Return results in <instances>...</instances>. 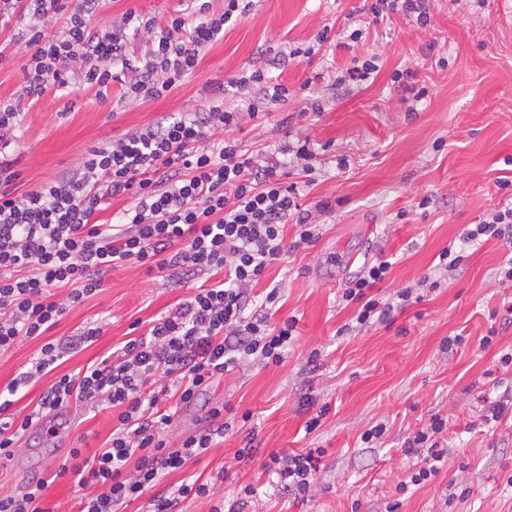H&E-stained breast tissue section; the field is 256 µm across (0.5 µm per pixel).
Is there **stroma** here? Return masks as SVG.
<instances>
[{"label": "stroma", "mask_w": 512, "mask_h": 512, "mask_svg": "<svg viewBox=\"0 0 512 512\" xmlns=\"http://www.w3.org/2000/svg\"><path fill=\"white\" fill-rule=\"evenodd\" d=\"M372 0H253L247 13L225 25L204 48L197 69L165 97L144 102L124 97L120 82L101 93L78 84L49 91L23 108L9 152L20 193L82 168L89 150L143 130L169 113L205 112L219 87L277 51L314 48L311 58H288L271 75L288 89L286 101L263 100L254 87L225 94L228 106L255 105L235 137L257 154L289 138H309L317 153L312 175H297L302 208L312 210L320 234L305 250L269 266L254 284L256 302L270 288L280 295L272 323L296 319V338L279 365L251 361L217 380L195 404L181 407L171 436L208 427L207 411L222 407L231 424L223 443L189 463L186 473L212 481L214 494L187 498L184 512H211L232 503L240 487L257 493L243 512H383L396 487L419 464L401 451L403 441L432 415L448 421V456L432 480L415 487L399 512H512V420L483 424L485 401L512 388V284L499 280L512 259V243L489 239L467 245L468 225L512 207V0H430L432 23L418 27L400 12L375 20ZM165 19L192 13L190 0H105L94 30L120 23L124 13ZM19 20L0 31V100H14L23 84L28 52ZM328 39L317 43L318 33ZM375 55L380 70L363 83L335 85L354 58ZM407 69L428 90L410 102L392 80ZM323 102L308 111L305 82ZM427 207H420L421 199ZM462 245L464 259L452 278H441L439 253ZM393 268L384 293L413 286L417 302L389 311L374 325L347 335L354 306L341 299L348 277L378 258ZM207 275L152 272L135 264L113 268L96 294L68 308L57 325L0 351V392L26 370L40 347L98 324L103 332L39 381L18 392L12 409L28 414L58 378L100 360L151 321L175 310ZM491 336L490 347L481 340ZM463 337L454 352L441 342ZM318 352V368L306 359ZM326 409L322 425L305 433L310 413ZM56 435L30 429L20 451L0 465V495L23 494L31 477L47 478L43 508L76 512L96 494L73 475L71 449L92 457L115 425L112 410L71 406ZM382 423L376 447L361 435ZM259 445L238 458L250 430ZM324 449L317 487L308 502L294 501L263 472L270 454Z\"/></svg>", "instance_id": "35a3bbf8"}]
</instances>
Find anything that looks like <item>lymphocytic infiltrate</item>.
<instances>
[{"mask_svg": "<svg viewBox=\"0 0 512 512\" xmlns=\"http://www.w3.org/2000/svg\"><path fill=\"white\" fill-rule=\"evenodd\" d=\"M101 0H0V30L12 18L32 16L24 37L31 54L22 94L36 102L48 87L71 80L101 88L126 65V31L148 35L140 67L125 83L128 97L155 98L179 85L199 64V53L217 39L240 10V0H224V11L209 16L200 4L194 22L183 16L164 22H122L91 33L90 20ZM60 24L58 35L45 26ZM246 118L237 107H212L194 116H167L147 129L90 150L80 171L66 174L22 195L9 186L18 177L12 162L0 158V350L17 339L51 330L67 307L93 295L114 267L137 263L147 268H185L213 276L174 312L154 320L148 331L83 372L62 375L40 397L34 410L12 413V400H0V458L13 457L31 427L46 428L71 404L90 403L115 410L117 425L92 460L71 449L73 476L99 491L81 501L79 512H117L146 499L148 512H182L187 497H207L208 483L189 476L175 488L163 487L167 475L205 454L228 430L222 408L210 410L213 426L170 441L168 431L178 405L197 401L224 374L256 359L281 364L295 332L294 321L270 326L269 304L278 289L256 308L250 295L265 269L289 252L315 242L319 228L311 211L297 202L295 169L312 172L315 153L309 139L280 145L276 151L242 153L233 133ZM126 194L132 199L120 224L94 220L102 205ZM297 226L286 241L288 222ZM389 261L364 265L348 278L342 298L356 304V328L373 324L386 307L408 305L413 291L404 287L382 295ZM69 287L65 302L54 289ZM100 327L42 345L16 386L36 383L66 352L92 344ZM447 423L432 416L404 443L407 455L422 459L400 491L420 485L438 472L447 454ZM321 449L288 456L271 455L268 471L294 498L310 497L317 481Z\"/></svg>", "mask_w": 512, "mask_h": 512, "instance_id": "f902f5d3", "label": "lymphocytic infiltrate"}]
</instances>
